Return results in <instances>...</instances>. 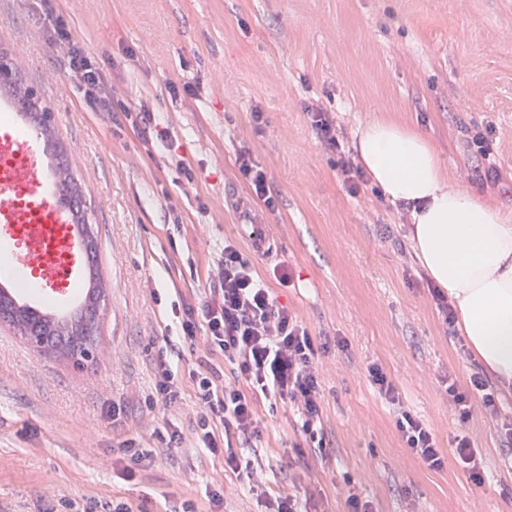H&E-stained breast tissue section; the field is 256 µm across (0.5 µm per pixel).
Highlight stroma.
Masks as SVG:
<instances>
[{
    "label": "stroma",
    "mask_w": 512,
    "mask_h": 512,
    "mask_svg": "<svg viewBox=\"0 0 512 512\" xmlns=\"http://www.w3.org/2000/svg\"><path fill=\"white\" fill-rule=\"evenodd\" d=\"M61 19L101 72L107 108L90 104L70 72ZM0 52L50 113L42 163L50 179L79 189L106 294L89 358L37 347L0 323V512H91L112 498L133 512H268L284 492L309 512H347L352 493L376 512H512L503 436L512 388L497 391L499 418L477 411L459 422L442 380L467 386L473 367L465 336L432 302L411 217L372 191L351 196L306 114L311 105L335 113L353 140L382 116L419 130L446 183L511 211L512 0H0ZM145 109L167 140L145 130ZM487 122L490 177L467 147ZM242 143L278 192V211L238 180ZM247 219L265 225L273 255L252 251ZM228 239L328 346L318 361L322 456L300 447L290 406L260 402L253 484L196 445L193 376L201 358L224 359L186 342L181 327L213 287ZM276 265L287 266L290 286L271 281ZM0 283L49 313L82 299L11 276ZM163 360L177 363L178 397L153 407ZM372 363L436 434L442 469L405 448L367 377ZM168 423L183 435L179 447L151 436ZM462 433L481 453L483 484L456 459ZM130 438L151 457L130 464L119 450ZM215 490L224 493L218 509Z\"/></svg>",
    "instance_id": "35a3bbf8"
}]
</instances>
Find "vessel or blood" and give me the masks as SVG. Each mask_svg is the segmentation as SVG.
I'll use <instances>...</instances> for the list:
<instances>
[{
	"mask_svg": "<svg viewBox=\"0 0 512 512\" xmlns=\"http://www.w3.org/2000/svg\"><path fill=\"white\" fill-rule=\"evenodd\" d=\"M39 151L31 130L0 126V244L25 256L21 270L38 284L72 288L79 282L72 215L40 174Z\"/></svg>",
	"mask_w": 512,
	"mask_h": 512,
	"instance_id": "vessel-or-blood-1",
	"label": "vessel or blood"
}]
</instances>
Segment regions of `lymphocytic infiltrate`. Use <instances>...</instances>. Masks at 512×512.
<instances>
[{
	"instance_id": "obj_1",
	"label": "lymphocytic infiltrate",
	"mask_w": 512,
	"mask_h": 512,
	"mask_svg": "<svg viewBox=\"0 0 512 512\" xmlns=\"http://www.w3.org/2000/svg\"><path fill=\"white\" fill-rule=\"evenodd\" d=\"M310 125L324 148L336 155V168L351 194H359L370 178L349 145L344 126L333 113L309 109ZM239 179L269 212L279 209L280 198L266 172L248 146L236 154ZM182 330L186 340L203 338L210 353L221 354L225 368L207 365L197 376L196 399L201 408L197 420L199 442L210 454H223L224 469L235 477L254 479L257 470L248 455L261 438L255 409L257 397L290 404L298 414L302 436L325 448L317 427L322 405L317 361L326 344L316 343L308 327L288 308L278 305L252 261L236 242L224 244V261L217 287L198 307L185 311ZM380 397L394 408L395 427L413 454L427 467L442 468L445 459L435 434L416 415L406 410L393 380L379 364L367 368ZM232 374L233 383L223 381ZM469 390L448 382V403L461 422H468L474 409L498 417L496 392L482 369L469 377Z\"/></svg>"
}]
</instances>
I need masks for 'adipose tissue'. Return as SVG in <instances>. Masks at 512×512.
<instances>
[{
  "mask_svg": "<svg viewBox=\"0 0 512 512\" xmlns=\"http://www.w3.org/2000/svg\"><path fill=\"white\" fill-rule=\"evenodd\" d=\"M357 150L386 199L409 206L417 258L455 304L479 363L512 386V215L448 187L430 140L398 122L372 120Z\"/></svg>",
  "mask_w": 512,
  "mask_h": 512,
  "instance_id": "1",
  "label": "adipose tissue"
}]
</instances>
